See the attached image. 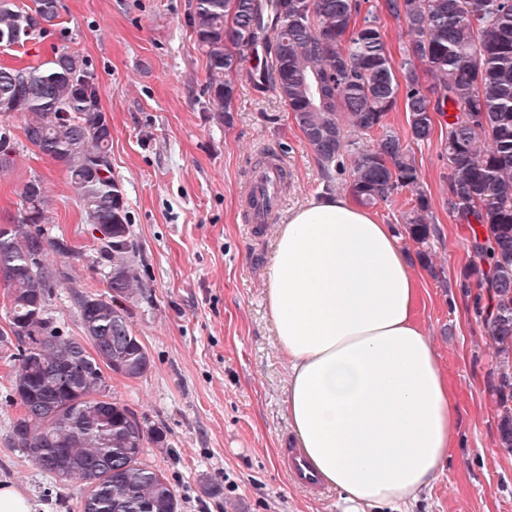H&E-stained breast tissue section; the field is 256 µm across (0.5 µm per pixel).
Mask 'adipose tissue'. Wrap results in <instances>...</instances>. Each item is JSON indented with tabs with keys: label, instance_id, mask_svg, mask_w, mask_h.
<instances>
[{
	"label": "adipose tissue",
	"instance_id": "adipose-tissue-1",
	"mask_svg": "<svg viewBox=\"0 0 512 512\" xmlns=\"http://www.w3.org/2000/svg\"><path fill=\"white\" fill-rule=\"evenodd\" d=\"M393 225L343 196L279 225L265 288L288 427L346 512H400L458 445L460 416Z\"/></svg>",
	"mask_w": 512,
	"mask_h": 512
}]
</instances>
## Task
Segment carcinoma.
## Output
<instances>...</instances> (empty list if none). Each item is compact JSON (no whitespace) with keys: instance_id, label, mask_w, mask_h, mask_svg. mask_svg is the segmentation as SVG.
<instances>
[{"instance_id":"1","label":"carcinoma","mask_w":512,"mask_h":512,"mask_svg":"<svg viewBox=\"0 0 512 512\" xmlns=\"http://www.w3.org/2000/svg\"><path fill=\"white\" fill-rule=\"evenodd\" d=\"M386 17L407 37L398 60ZM59 18L60 0L31 7L0 0V44L22 46ZM189 25L206 58L209 104L224 122L235 100L232 77L260 46L265 59L255 86L274 89L288 105L325 190H333L346 154L347 189L359 204L410 191L401 224L421 246L435 231L433 202L388 117L406 112L416 143L445 126L448 211L470 228L460 288L493 350L498 440L512 453V0H196ZM0 116L21 117L29 144L65 170L86 223L100 233L97 259L109 268L108 294L74 295L84 337L64 334L47 304L64 272L49 255L87 256L46 232L53 220L42 180L29 178L18 216L0 233V280L10 288L0 346L15 349L11 391L21 408L12 444L43 472L81 483V512H181L169 480L143 462L149 445L169 447L166 431L146 427L103 388L101 367L136 379L151 361L129 325L128 304L145 285L112 175V128L86 60L64 50L36 65L1 66Z\"/></svg>"}]
</instances>
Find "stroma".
<instances>
[{
    "instance_id": "1",
    "label": "stroma",
    "mask_w": 512,
    "mask_h": 512,
    "mask_svg": "<svg viewBox=\"0 0 512 512\" xmlns=\"http://www.w3.org/2000/svg\"><path fill=\"white\" fill-rule=\"evenodd\" d=\"M193 0H61L59 24L25 47H0V64L50 60L63 48L82 55L112 125V173L121 183L146 284L129 307L150 369L128 379L104 371L107 393L148 427L166 431L165 448L145 462L176 489L182 512H342L335 490L316 496L281 464L290 445L285 414L288 363L265 307L266 269L276 230L289 211L322 194L324 178L287 105L257 92L245 59L235 78L230 122L208 104L205 59L188 24ZM16 131L12 169L0 174V224L16 217L25 181L40 176L54 217L49 231L92 249L75 190L59 166ZM287 163V183L272 223L245 219V190L266 151ZM439 234L428 244L440 268L414 272L420 316L457 393L460 446L411 512H512V454L497 445L489 393L492 354L460 281L469 255L466 221L449 212L448 161L440 137L415 145ZM49 304L61 330L81 336L72 299L107 293L104 271L67 261ZM12 361L0 348V482L20 486L36 512H80V492L41 471L11 444L18 408ZM220 486L209 495L206 484Z\"/></svg>"
}]
</instances>
